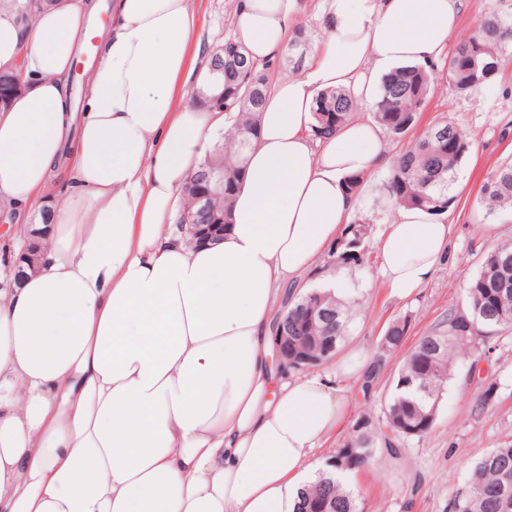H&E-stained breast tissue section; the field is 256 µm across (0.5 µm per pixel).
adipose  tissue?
Instances as JSON below:
<instances>
[{
	"label": "adipose tissue",
	"mask_w": 512,
	"mask_h": 512,
	"mask_svg": "<svg viewBox=\"0 0 512 512\" xmlns=\"http://www.w3.org/2000/svg\"><path fill=\"white\" fill-rule=\"evenodd\" d=\"M306 0H234L250 59L284 57ZM464 0H325L321 41L279 74L259 114L219 242L173 222L222 112L190 0H115L81 119L66 79L89 0H51L23 26L0 5V71L24 90L0 109V512H295L309 455L340 425L335 374L277 371L272 322L357 198L345 179L391 160L356 117L313 142L317 92L371 106L384 74L438 62ZM71 163H55L71 123ZM382 277L411 296L442 264L451 227L394 205ZM35 214L36 269L16 251Z\"/></svg>",
	"instance_id": "ef3b65f1"
}]
</instances>
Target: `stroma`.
Masks as SVG:
<instances>
[{"instance_id":"35a3bbf8","label":"stroma","mask_w":512,"mask_h":512,"mask_svg":"<svg viewBox=\"0 0 512 512\" xmlns=\"http://www.w3.org/2000/svg\"><path fill=\"white\" fill-rule=\"evenodd\" d=\"M198 13L193 40L213 49L218 37L233 34L232 0H192ZM495 14L512 24V0H469L460 28L449 46L467 36L484 15ZM447 117L473 134L470 151L457 169L452 192L454 205L444 217L450 224V253L433 277L409 298L394 295L380 276L381 255L372 252L368 263L343 269V276L370 286L368 306L352 324L351 340L328 363L337 373L341 395L348 403L343 423L310 454L313 465H324L349 437L351 427L365 405L383 409L393 390L400 355L388 356L371 396H364L359 373L342 369L344 359L376 355L386 325L395 318L410 321L408 344L427 334L447 313L463 301L464 283L493 249L512 244V213L485 218L479 206L481 187L491 170L512 161V57L486 86L458 93L449 81H441L421 114V125L435 117ZM388 169L366 176L359 206L351 219L367 224L379 236L391 221L384 185ZM489 360L472 367L459 360L440 401L437 421L423 439L411 441L406 453L383 469L379 476L360 472L351 478L360 488L366 512H448V503L467 479V465L489 449L512 441V330L492 339ZM496 380L495 400L477 409L481 384Z\"/></svg>"}]
</instances>
